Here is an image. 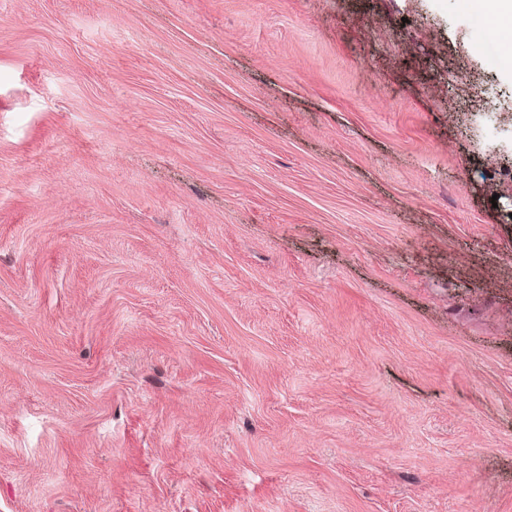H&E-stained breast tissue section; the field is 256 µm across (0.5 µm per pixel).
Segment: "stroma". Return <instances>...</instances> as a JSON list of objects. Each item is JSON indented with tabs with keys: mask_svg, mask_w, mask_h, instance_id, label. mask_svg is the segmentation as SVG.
<instances>
[{
	"mask_svg": "<svg viewBox=\"0 0 512 512\" xmlns=\"http://www.w3.org/2000/svg\"><path fill=\"white\" fill-rule=\"evenodd\" d=\"M467 0H0V512H512V68Z\"/></svg>",
	"mask_w": 512,
	"mask_h": 512,
	"instance_id": "1",
	"label": "stroma"
}]
</instances>
